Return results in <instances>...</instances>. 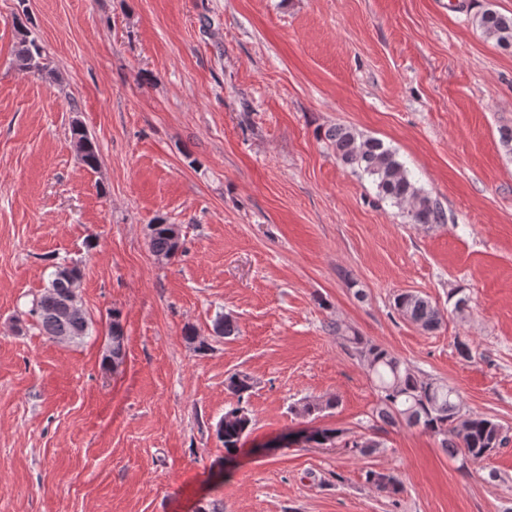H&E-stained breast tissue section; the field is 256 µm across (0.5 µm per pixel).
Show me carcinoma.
I'll return each mask as SVG.
<instances>
[{
    "label": "carcinoma",
    "mask_w": 512,
    "mask_h": 512,
    "mask_svg": "<svg viewBox=\"0 0 512 512\" xmlns=\"http://www.w3.org/2000/svg\"><path fill=\"white\" fill-rule=\"evenodd\" d=\"M31 24L32 19L26 11L15 17L16 61L22 69L42 72L47 64L42 47L31 37ZM478 27L497 46L505 50L512 48V16L487 9L478 18ZM71 135L83 165L95 169L99 163L97 145L77 120L72 122ZM327 139L337 160L370 178L378 195L406 210L412 223L427 228L446 224L440 204L418 185L404 162L383 141L364 138L352 128L341 125L328 130ZM150 228V247L154 255L165 259L174 257L181 243L174 239L171 225L152 224ZM80 279L81 269L76 265H59L50 274L47 287L32 302L30 309L43 335L57 341L65 338L69 343H78L90 335L92 320L82 305H77L66 316L60 312L64 300L78 296ZM394 305L402 316L425 331L438 329L443 321L440 308L418 293L402 291L395 296ZM214 332L228 338L236 335L238 328L230 316L221 315L215 320ZM344 340L356 353L378 392L379 402L373 414L375 422L391 427L401 424L420 427L438 437L449 456H459L464 463L480 461L509 441L503 426L494 419L483 414L462 412L459 397L448 383L419 377L405 360L381 345L364 341L360 336H346ZM124 358L123 332L119 322L114 320L105 360L118 366ZM225 384L227 390L237 397V404L224 410V417L217 423L216 434L226 454L231 455L240 448L252 425V418L241 403L253 390L255 381L250 374L238 371L229 375ZM336 405L334 397L307 400L298 413L312 416ZM342 436L340 430L319 427L310 428L302 434L303 442L316 447H334L340 443L361 454L379 447L376 441H350L342 439ZM367 481L388 494L400 490V481L392 474L370 472Z\"/></svg>",
    "instance_id": "carcinoma-1"
}]
</instances>
